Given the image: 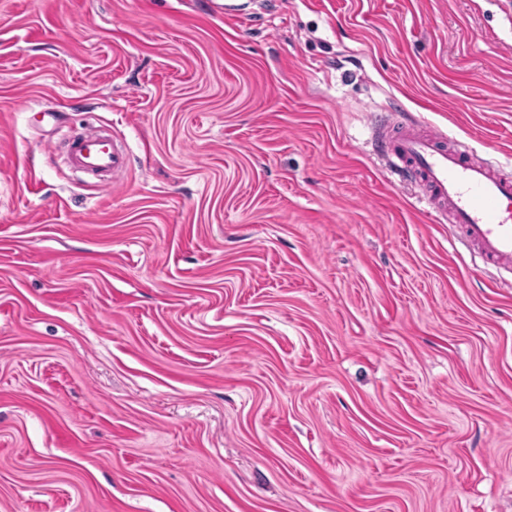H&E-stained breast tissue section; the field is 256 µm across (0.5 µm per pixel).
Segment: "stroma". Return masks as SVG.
<instances>
[{
  "mask_svg": "<svg viewBox=\"0 0 512 512\" xmlns=\"http://www.w3.org/2000/svg\"><path fill=\"white\" fill-rule=\"evenodd\" d=\"M254 2L0 0V512H512V273L370 144L512 162V0ZM101 127L90 126L88 132L76 143L71 152L72 163L97 178L91 183L97 191L114 186L111 173L122 170L127 164L126 153L119 148L111 135Z\"/></svg>",
  "mask_w": 512,
  "mask_h": 512,
  "instance_id": "obj_1",
  "label": "stroma"
}]
</instances>
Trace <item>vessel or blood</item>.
Returning <instances> with one entry per match:
<instances>
[{
    "instance_id": "b4317fda",
    "label": "vessel or blood",
    "mask_w": 512,
    "mask_h": 512,
    "mask_svg": "<svg viewBox=\"0 0 512 512\" xmlns=\"http://www.w3.org/2000/svg\"><path fill=\"white\" fill-rule=\"evenodd\" d=\"M377 137L386 143L394 174L424 187V202L470 252L512 270V168L480 159L466 145L447 148L443 134L420 135L399 123L383 126ZM71 160L94 175L93 187L102 191L112 187L111 175L125 168L127 155L93 126L74 143Z\"/></svg>"
}]
</instances>
